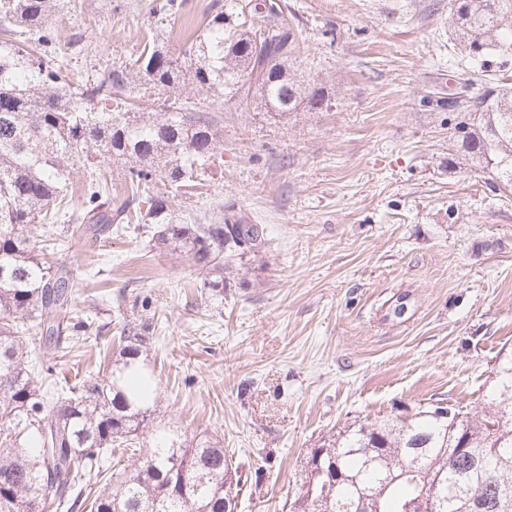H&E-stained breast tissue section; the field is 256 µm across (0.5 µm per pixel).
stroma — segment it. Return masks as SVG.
Here are the masks:
<instances>
[{"label":"stroma","mask_w":512,"mask_h":512,"mask_svg":"<svg viewBox=\"0 0 512 512\" xmlns=\"http://www.w3.org/2000/svg\"><path fill=\"white\" fill-rule=\"evenodd\" d=\"M183 2L158 28L149 0H74L53 23L72 83L133 57L150 34L183 56V28L203 30L210 0ZM280 2L333 108L279 117L186 85L224 142L192 186L153 188L176 213L224 204L264 225L265 252L223 303L204 301L189 257L132 235L85 236L48 256L76 281L77 313L131 281L151 292L162 321L152 424L223 440L234 461L264 469L239 512H284L311 450L352 423L432 403L487 414L512 352V191L450 162L446 103L464 85L512 82V62L462 60L448 0ZM78 36L87 53L73 54Z\"/></svg>","instance_id":"1"}]
</instances>
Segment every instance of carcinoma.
Masks as SVG:
<instances>
[{"label":"carcinoma","mask_w":512,"mask_h":512,"mask_svg":"<svg viewBox=\"0 0 512 512\" xmlns=\"http://www.w3.org/2000/svg\"><path fill=\"white\" fill-rule=\"evenodd\" d=\"M73 0H0V512H237L242 487L259 483L251 469L226 456L221 441H196L171 430L140 435L156 411L154 368L148 359L152 318L124 312L127 293L115 296L114 337L100 333V309L74 314L77 284L49 263L39 230L51 211L68 239L113 229L144 239L150 249L183 253L202 275L208 299L224 301L234 264L266 250L265 228L234 207L198 215L188 224L169 201L153 194L162 181L178 188L209 164L222 138L204 112L175 98L160 112H131L143 89L175 91L193 83L213 98L251 102L269 112H323L325 88L306 85L294 64L302 30L275 0H212L204 32L188 35L189 63L181 64L155 38L130 61L72 86L57 55L48 21ZM180 0H152L151 17L173 21ZM450 38L472 63L512 56V0H449ZM111 100L115 108L94 107ZM457 113L454 141L461 159L489 171L512 190V86L500 84L448 105ZM130 163L129 201L101 202L102 185L89 173L81 209L63 207L75 162L88 153ZM32 335L59 349L74 336L95 342L102 372L58 378L55 367L32 355ZM486 418L450 419L440 406L410 417L351 424L311 451L322 469L305 471L295 512H512V357L498 361ZM464 439L467 448L450 445ZM136 458L115 482L101 483L105 456ZM338 467L333 482L327 471Z\"/></svg>","instance_id":"1"}]
</instances>
